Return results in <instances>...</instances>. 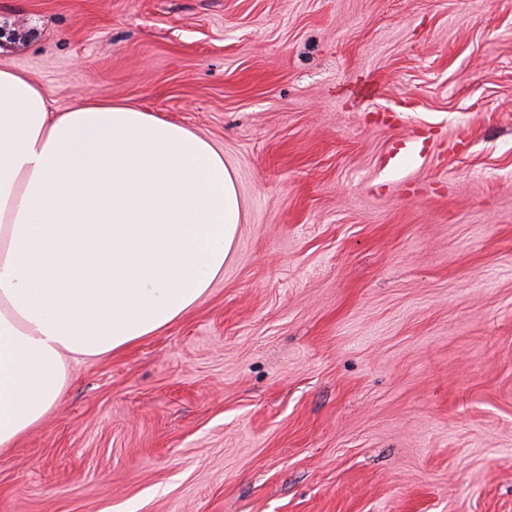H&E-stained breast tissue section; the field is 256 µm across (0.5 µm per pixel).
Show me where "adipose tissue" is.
I'll return each instance as SVG.
<instances>
[{"label":"adipose tissue","instance_id":"1","mask_svg":"<svg viewBox=\"0 0 512 512\" xmlns=\"http://www.w3.org/2000/svg\"><path fill=\"white\" fill-rule=\"evenodd\" d=\"M240 223L224 156L187 127L89 99L50 111L0 68V447L102 356L194 307Z\"/></svg>","mask_w":512,"mask_h":512}]
</instances>
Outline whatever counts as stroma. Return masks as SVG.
Segmentation results:
<instances>
[{
  "mask_svg": "<svg viewBox=\"0 0 512 512\" xmlns=\"http://www.w3.org/2000/svg\"><path fill=\"white\" fill-rule=\"evenodd\" d=\"M49 104L182 124L224 272L68 362L0 512H512V0H0ZM425 149L404 173L400 141Z\"/></svg>",
  "mask_w": 512,
  "mask_h": 512,
  "instance_id": "35a3bbf8",
  "label": "stroma"
}]
</instances>
